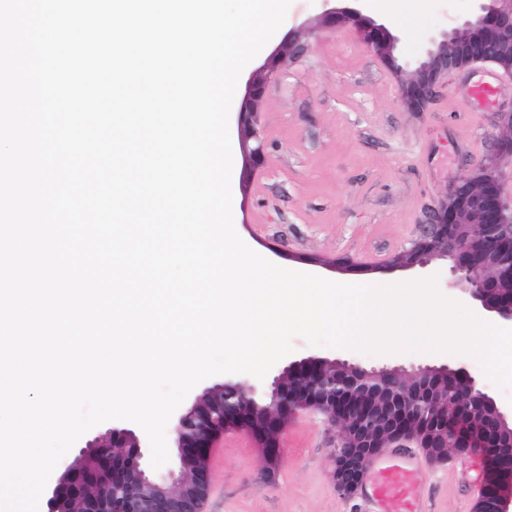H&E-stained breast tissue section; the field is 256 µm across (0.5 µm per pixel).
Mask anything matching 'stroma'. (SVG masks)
Here are the masks:
<instances>
[{
    "label": "stroma",
    "mask_w": 512,
    "mask_h": 512,
    "mask_svg": "<svg viewBox=\"0 0 512 512\" xmlns=\"http://www.w3.org/2000/svg\"><path fill=\"white\" fill-rule=\"evenodd\" d=\"M470 0H428L415 15L387 17L400 42L397 54L420 61L433 33L461 26ZM321 0H292L281 35L300 23L315 29L310 48L265 91V164L253 177L236 172L238 233L277 264L304 268L329 280L375 285L437 276L441 294L464 307L446 261L385 269L410 248L438 199L483 164L499 136L498 115L512 110V80L492 68L448 75L421 112L406 111L398 83L370 52L352 24L330 26ZM497 80L495 97H471L472 87ZM348 258L357 272L325 269ZM289 361L341 359L365 369L465 367L503 410L512 388L497 386L474 357L461 353L372 354L292 340ZM339 430L315 414L293 419L282 436L284 456L268 475L248 437L231 433L212 455V485L203 512H364L381 469L406 465L415 448H387L375 457L353 495L337 491L333 448ZM476 450L450 451L442 464L425 463L416 480L424 512H473L474 478H485Z\"/></svg>",
    "instance_id": "1"
}]
</instances>
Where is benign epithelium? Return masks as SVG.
<instances>
[{"mask_svg":"<svg viewBox=\"0 0 512 512\" xmlns=\"http://www.w3.org/2000/svg\"><path fill=\"white\" fill-rule=\"evenodd\" d=\"M324 13L336 26L360 16L351 6ZM462 27L433 36L425 57L399 63V37L382 21L359 26L366 45L395 72L403 104L423 110L448 73L490 65L512 78V0H473ZM297 31L244 80L237 122L244 133V170L257 168L265 140L260 123L263 88L305 49ZM502 136L496 154L456 183L440 200L419 237L389 268L424 267L449 260L456 283L481 307L512 323V197L500 184V169L512 167V111L500 113ZM301 411L325 415L341 428L333 477L338 490L352 495L365 477L367 461L392 445L414 443L429 459L448 460L452 448H482L492 477L484 482L475 512H512V414L497 405L463 368L422 367L365 370L346 361L307 357L289 363L270 386L260 390L246 381H225L205 390L172 427L178 471L159 480L147 450L130 429L95 435L64 470L46 500V512H201L208 494L212 448L226 431L248 433L268 474L280 468V435Z\"/></svg>","mask_w":512,"mask_h":512,"instance_id":"benign-epithelium-1","label":"benign epithelium"}]
</instances>
